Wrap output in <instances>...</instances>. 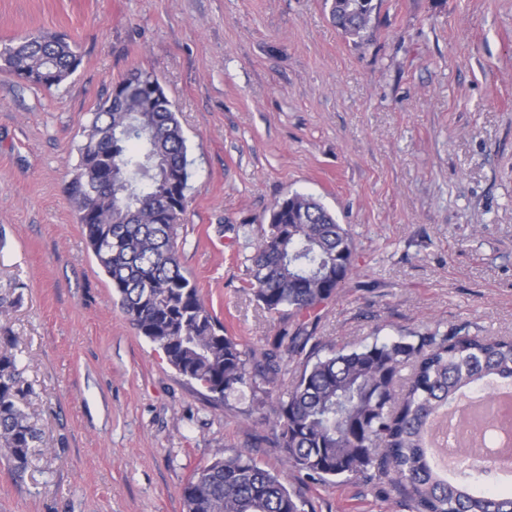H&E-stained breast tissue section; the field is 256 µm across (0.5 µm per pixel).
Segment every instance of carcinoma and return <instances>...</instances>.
Masks as SVG:
<instances>
[{"mask_svg": "<svg viewBox=\"0 0 512 512\" xmlns=\"http://www.w3.org/2000/svg\"><path fill=\"white\" fill-rule=\"evenodd\" d=\"M375 9L373 0H332L330 16L342 32L358 36ZM81 63L78 48L59 35L32 33L0 46L1 71L43 87L62 83ZM137 75L117 83L92 112L65 192L138 333L214 399L243 387L255 392L277 382L283 355L303 348L307 337L285 325L261 358H251L205 306L179 260L190 177L186 137L158 79L149 87ZM268 226L246 268L248 288L267 312L301 316L353 274L349 229L314 198L277 199ZM12 347L0 338V458L21 478L41 432L25 411L32 387ZM488 381L512 383V336L452 329L376 337L306 362L270 414L286 463L313 480L374 471L392 477L412 512H512V492L476 491L468 481L475 472L497 481L495 468L475 464L476 452L464 450V478L453 479L440 473L425 442L440 409ZM182 500L185 512H303L286 478L245 450L197 469Z\"/></svg>", "mask_w": 512, "mask_h": 512, "instance_id": "cac0c4a2", "label": "carcinoma"}]
</instances>
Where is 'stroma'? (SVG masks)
Returning <instances> with one entry per match:
<instances>
[{
    "mask_svg": "<svg viewBox=\"0 0 512 512\" xmlns=\"http://www.w3.org/2000/svg\"><path fill=\"white\" fill-rule=\"evenodd\" d=\"M331 0H0V44L66 35L79 69L44 88L0 72V330L42 443L0 512H185L212 458L282 470L268 392L209 401L129 323L64 185L91 112L153 72L187 137L183 270L247 353L281 327L322 344L462 327L512 336V0H374L360 38ZM301 193L347 227L355 271L305 318L246 284L243 225ZM305 512H410L387 477L288 473Z\"/></svg>",
    "mask_w": 512,
    "mask_h": 512,
    "instance_id": "stroma-1",
    "label": "stroma"
}]
</instances>
